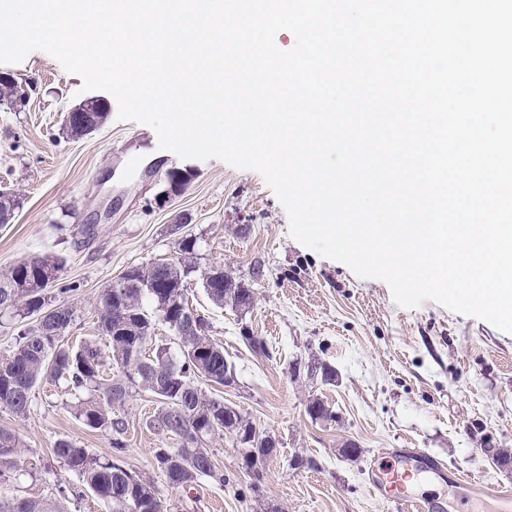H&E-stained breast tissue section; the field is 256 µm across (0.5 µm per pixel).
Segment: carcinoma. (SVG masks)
Segmentation results:
<instances>
[{
	"instance_id": "obj_1",
	"label": "carcinoma",
	"mask_w": 512,
	"mask_h": 512,
	"mask_svg": "<svg viewBox=\"0 0 512 512\" xmlns=\"http://www.w3.org/2000/svg\"><path fill=\"white\" fill-rule=\"evenodd\" d=\"M30 84L13 75H0V108L6 109L29 95ZM108 117L107 105L95 102L91 116L70 114L64 129L79 138L94 133ZM195 240L184 236L177 241V256L171 262L131 266L123 282L110 283L99 295L101 337L110 353L95 342L73 347L63 336L75 321L72 306L52 303L49 287L61 277L59 257H35L15 265L0 277V316L6 312L24 317L36 316V325L22 331L15 347L0 355V408L21 417L27 413L33 387L41 382L63 380L71 386L77 402L75 415L92 428L111 436L112 448H126L127 423L119 408L130 389L152 393L159 408L151 425L176 445L155 450V465L170 485L187 488L207 477L224 483L216 472L204 440L212 435L230 434L242 445L243 460L250 448L240 432L254 430L253 424L235 407L213 398L197 384L228 386L234 370L224 358V349L206 335V320L187 311L188 279L200 273L203 288L218 307L235 310L253 307L255 293L250 285L222 268L202 272L194 261ZM154 305L149 312L145 302ZM169 326L180 340V353L174 357L163 346L148 348L156 321ZM117 373H112V368ZM86 391L97 395L82 398ZM314 421H332L335 413L323 400L314 398L307 406ZM19 436L0 429V465H12L21 454ZM53 454L67 469L77 474L87 487L107 502L110 512H169L164 499L150 479L126 469L120 459H101L88 449L68 440L58 441ZM0 512H63L57 501L0 497Z\"/></svg>"
}]
</instances>
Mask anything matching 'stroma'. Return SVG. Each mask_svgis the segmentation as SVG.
<instances>
[{"mask_svg":"<svg viewBox=\"0 0 512 512\" xmlns=\"http://www.w3.org/2000/svg\"><path fill=\"white\" fill-rule=\"evenodd\" d=\"M1 72L37 88L26 111H0V194L18 202L0 224V276L35 256L62 257V283L79 284L55 296L75 310L64 341L96 342L102 288L129 266L172 257L180 237L196 238L199 268L222 266L255 292L253 308L242 314L215 306L200 279L189 284L190 306L207 318L210 338L235 369L232 385L212 393L276 437L278 447L254 473L234 437H208L223 482L205 477L175 488L154 464L161 438L148 424L158 407L150 393L136 389L126 399V446L117 454L108 434L76 419L66 384H39L25 416L0 408V428L25 445L17 470L0 478V496L108 512L90 490L61 494V485L80 480L52 453L60 439L119 456L152 480L170 512H401L370 491L372 470L400 461L411 469L413 494L432 501L433 512H493L473 492L475 480L512 492V469L497 467L487 453L512 448V334L434 301L398 306L386 281L360 277L296 241L258 172L159 149L150 126L119 120L111 94L81 92V78L48 53L0 64ZM88 101L106 103L108 118L99 131L70 138L63 114ZM185 169L189 183L167 194L168 172ZM257 264L264 275L255 281ZM245 328L264 339L270 356L244 343ZM323 365L335 370L333 381H324ZM316 397L335 421L310 419L306 408ZM348 441L359 457L340 456ZM296 456L304 460L297 468L290 464ZM424 458L441 464V483L420 473Z\"/></svg>","mask_w":512,"mask_h":512,"instance_id":"35a3bbf8","label":"stroma"}]
</instances>
